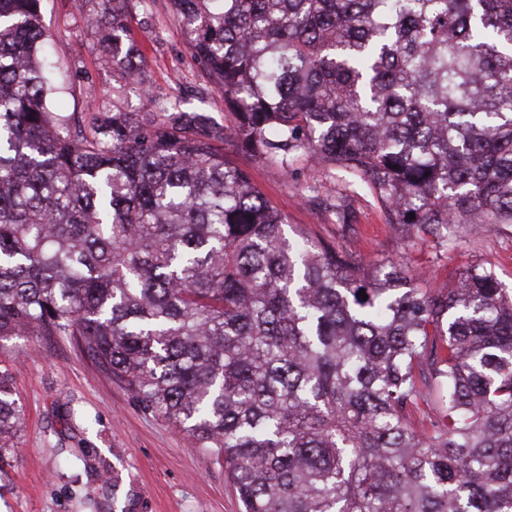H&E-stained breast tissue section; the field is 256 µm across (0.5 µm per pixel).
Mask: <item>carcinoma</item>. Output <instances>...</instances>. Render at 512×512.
Here are the masks:
<instances>
[{
  "label": "carcinoma",
  "mask_w": 512,
  "mask_h": 512,
  "mask_svg": "<svg viewBox=\"0 0 512 512\" xmlns=\"http://www.w3.org/2000/svg\"><path fill=\"white\" fill-rule=\"evenodd\" d=\"M125 2L98 0L114 42ZM40 3L0 0V347L75 338L224 460L244 512H512L495 272L431 295L424 271L289 236L201 113L50 111ZM170 4L254 158L356 178L420 240L512 224V0ZM20 423L1 374L0 457Z\"/></svg>",
  "instance_id": "1"
}]
</instances>
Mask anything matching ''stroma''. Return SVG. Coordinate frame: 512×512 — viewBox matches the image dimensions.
I'll return each mask as SVG.
<instances>
[{
	"instance_id": "1",
	"label": "stroma",
	"mask_w": 512,
	"mask_h": 512,
	"mask_svg": "<svg viewBox=\"0 0 512 512\" xmlns=\"http://www.w3.org/2000/svg\"><path fill=\"white\" fill-rule=\"evenodd\" d=\"M95 3L42 0L43 24L72 86L55 99V111H86L90 89L103 112H139L147 105L162 112L178 102L209 116L212 125L233 129L235 116L203 78L169 0H153L147 13L137 0L128 4L129 12L146 17L134 28L143 50L135 84L122 82L112 66V51L92 20ZM224 154L295 230L367 261L430 270L429 290L447 287L475 264L491 267L512 290V224L495 232L452 225L451 251L431 239L416 245L362 192L353 197L350 226L343 229L326 207L338 182L320 168L303 161L286 176L230 139ZM0 371L23 410L14 448L0 458V512H242L223 464L145 411L72 337H23L0 348Z\"/></svg>"
}]
</instances>
